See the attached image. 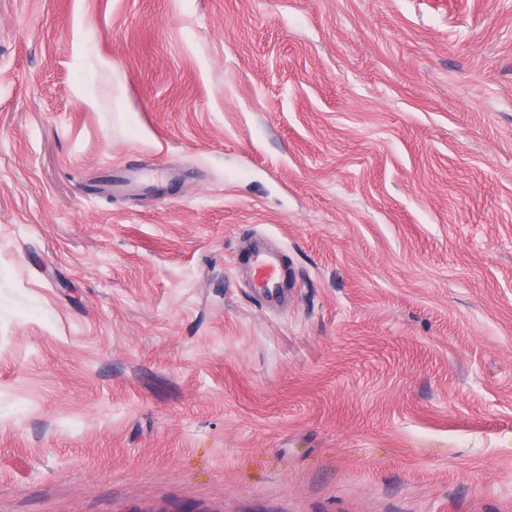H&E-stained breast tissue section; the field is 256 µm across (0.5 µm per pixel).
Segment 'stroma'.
Masks as SVG:
<instances>
[{
	"label": "stroma",
	"mask_w": 512,
	"mask_h": 512,
	"mask_svg": "<svg viewBox=\"0 0 512 512\" xmlns=\"http://www.w3.org/2000/svg\"><path fill=\"white\" fill-rule=\"evenodd\" d=\"M0 512H512V0H0ZM234 259L239 265L247 264L251 272V287L273 308L283 307L288 301V288L284 285V259L281 251L266 246L262 239H251Z\"/></svg>",
	"instance_id": "stroma-1"
}]
</instances>
